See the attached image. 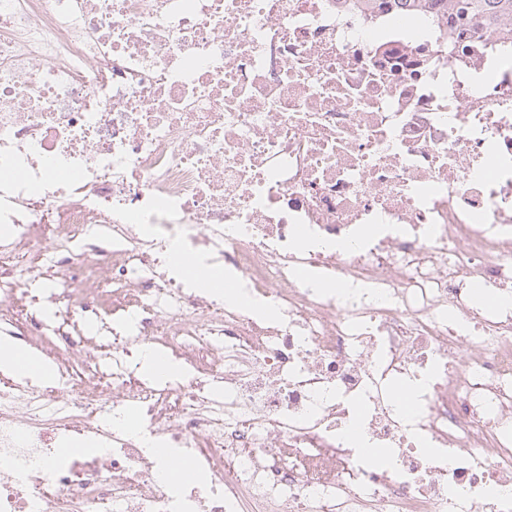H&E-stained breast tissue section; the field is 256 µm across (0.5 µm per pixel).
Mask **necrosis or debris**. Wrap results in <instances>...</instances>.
Here are the masks:
<instances>
[{
    "label": "necrosis or debris",
    "instance_id": "4bbe7bcc",
    "mask_svg": "<svg viewBox=\"0 0 512 512\" xmlns=\"http://www.w3.org/2000/svg\"><path fill=\"white\" fill-rule=\"evenodd\" d=\"M0 223L112 229L188 382L25 419L0 512H512V24L370 0H0ZM277 319L190 292L174 250ZM479 284L486 303L475 301ZM421 382L420 409L394 390ZM135 408L139 432L108 410ZM191 449L163 487L143 435ZM387 449L377 466L365 447Z\"/></svg>",
    "mask_w": 512,
    "mask_h": 512
}]
</instances>
